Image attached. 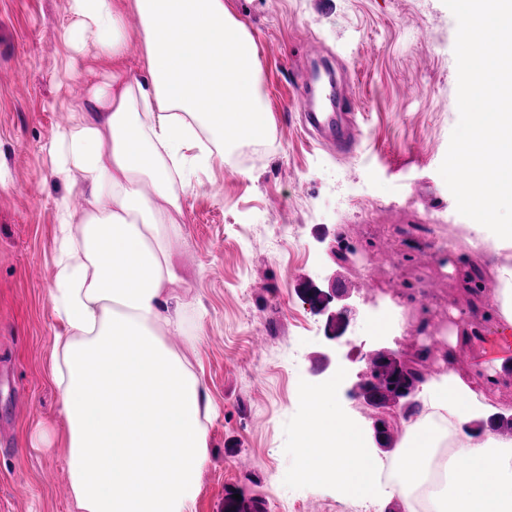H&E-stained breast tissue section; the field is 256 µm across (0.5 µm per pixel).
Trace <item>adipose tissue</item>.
<instances>
[{
  "label": "adipose tissue",
  "mask_w": 512,
  "mask_h": 512,
  "mask_svg": "<svg viewBox=\"0 0 512 512\" xmlns=\"http://www.w3.org/2000/svg\"><path fill=\"white\" fill-rule=\"evenodd\" d=\"M72 47L111 63L90 109L71 113L49 145L55 175L80 173L81 215L57 202L52 315L62 331L50 366L65 419L70 495L76 512H194L208 460L209 397L185 354L173 285L182 278L170 243L181 198L228 150L264 139L273 116L261 96L259 45L224 0H69ZM139 19L130 28L129 14ZM461 70L478 71L458 95L475 110L452 162L473 177L461 200L483 220L468 225L476 250L512 249V224L491 215L512 201V0H471L461 16ZM138 42L146 75L123 67ZM494 194H487L488 186ZM333 386L307 391L298 434L315 486L369 498L379 490L361 428L344 420ZM433 415L411 427L392 466L390 491L404 512H512V442L459 440L445 453L439 418L465 427L481 403L459 374L427 382ZM466 469H458V458Z\"/></svg>",
  "instance_id": "ef3b65f1"
}]
</instances>
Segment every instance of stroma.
Here are the masks:
<instances>
[{
    "instance_id": "1",
    "label": "stroma",
    "mask_w": 512,
    "mask_h": 512,
    "mask_svg": "<svg viewBox=\"0 0 512 512\" xmlns=\"http://www.w3.org/2000/svg\"><path fill=\"white\" fill-rule=\"evenodd\" d=\"M260 47L262 94L274 129L239 144L224 167L199 174L182 198L172 243L193 307L191 359L217 412L195 512H224L228 493L265 512H401L398 498L343 496L298 475L304 392L336 384V404L373 421L346 394L351 374L387 351L416 366L429 352L482 390L488 414L512 415V365L488 383L478 367L495 325L490 315L501 259L466 251L450 162L467 130L457 94L465 47L457 20L466 0H225ZM68 0H0V512H74L60 397L49 378L59 326L53 285L56 202L82 207L81 176L63 183L46 147L59 118L85 104L108 71L66 45ZM310 39L315 57L299 45ZM328 66L356 112L358 144L339 155L310 138L292 106ZM279 224L295 239L274 242ZM449 242L439 251L435 242ZM347 280L356 313L336 332L306 288ZM409 322L399 337L368 327L385 300Z\"/></svg>"
}]
</instances>
